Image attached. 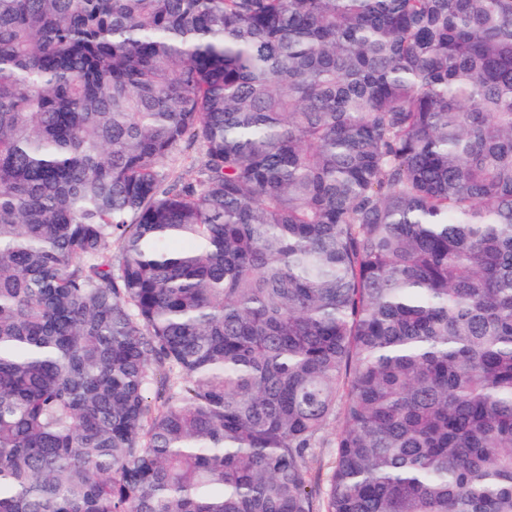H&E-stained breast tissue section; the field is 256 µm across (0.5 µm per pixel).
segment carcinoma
Segmentation results:
<instances>
[{"mask_svg": "<svg viewBox=\"0 0 512 512\" xmlns=\"http://www.w3.org/2000/svg\"><path fill=\"white\" fill-rule=\"evenodd\" d=\"M0 512H512V0H0ZM201 149L196 146L193 150L176 153L170 157L167 167L173 177L182 182H189L195 178V166L200 157Z\"/></svg>", "mask_w": 512, "mask_h": 512, "instance_id": "obj_1", "label": "carcinoma"}]
</instances>
